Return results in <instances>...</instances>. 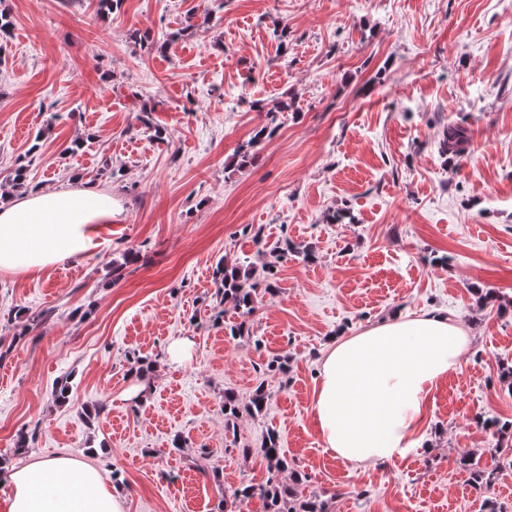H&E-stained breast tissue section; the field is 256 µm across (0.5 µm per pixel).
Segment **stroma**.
Wrapping results in <instances>:
<instances>
[{
  "label": "stroma",
  "mask_w": 512,
  "mask_h": 512,
  "mask_svg": "<svg viewBox=\"0 0 512 512\" xmlns=\"http://www.w3.org/2000/svg\"><path fill=\"white\" fill-rule=\"evenodd\" d=\"M0 12V203L18 198L23 165L28 190L91 185L113 210L82 258L0 273V512L10 472L53 456L98 467L124 512H217L225 489L265 482L272 431L283 481L336 512H489L491 499L512 512V466L489 497L463 467L491 464L498 445L512 457V438L485 425L512 421V0L109 12L0 0ZM276 101L285 110L267 114ZM451 125L470 137L455 159L439 149ZM284 240L296 251L275 293L246 317L219 302L218 260L258 268ZM432 309L471 345L431 393L418 448L376 465L333 458L312 413L326 345ZM240 321L243 335H225ZM259 387L264 411L227 431L225 393L244 405Z\"/></svg>",
  "instance_id": "stroma-1"
}]
</instances>
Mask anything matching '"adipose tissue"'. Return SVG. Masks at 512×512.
I'll return each mask as SVG.
<instances>
[{
	"instance_id": "obj_1",
	"label": "adipose tissue",
	"mask_w": 512,
	"mask_h": 512,
	"mask_svg": "<svg viewBox=\"0 0 512 512\" xmlns=\"http://www.w3.org/2000/svg\"><path fill=\"white\" fill-rule=\"evenodd\" d=\"M110 196L88 186L39 191L0 206V272L39 275L98 245ZM470 337L439 311L395 316L332 343L320 360L313 414L336 459L366 465L404 455L431 392L460 368ZM10 512H123L101 471L59 456L15 470Z\"/></svg>"
}]
</instances>
